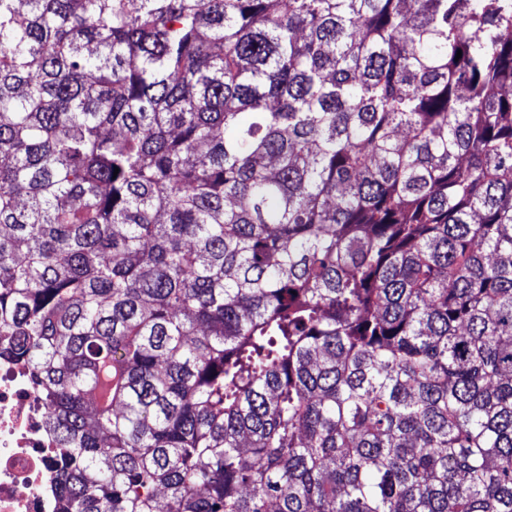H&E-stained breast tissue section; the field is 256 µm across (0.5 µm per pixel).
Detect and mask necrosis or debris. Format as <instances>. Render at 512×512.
<instances>
[{"label": "necrosis or debris", "mask_w": 512, "mask_h": 512, "mask_svg": "<svg viewBox=\"0 0 512 512\" xmlns=\"http://www.w3.org/2000/svg\"><path fill=\"white\" fill-rule=\"evenodd\" d=\"M27 368L0 362V512H56L60 468Z\"/></svg>", "instance_id": "4bbe7bcc"}]
</instances>
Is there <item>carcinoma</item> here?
Here are the masks:
<instances>
[{
	"label": "carcinoma",
	"instance_id": "cac0c4a2",
	"mask_svg": "<svg viewBox=\"0 0 512 512\" xmlns=\"http://www.w3.org/2000/svg\"><path fill=\"white\" fill-rule=\"evenodd\" d=\"M2 358L57 512H512V0H0Z\"/></svg>",
	"mask_w": 512,
	"mask_h": 512
}]
</instances>
